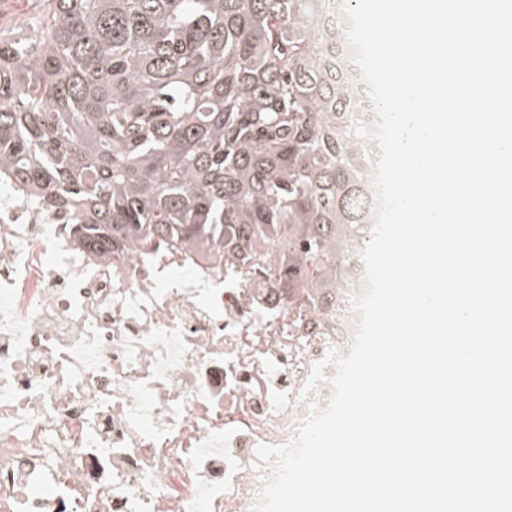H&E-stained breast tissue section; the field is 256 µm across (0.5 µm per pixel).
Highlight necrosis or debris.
Instances as JSON below:
<instances>
[{"label": "necrosis or debris", "instance_id": "obj_1", "mask_svg": "<svg viewBox=\"0 0 512 512\" xmlns=\"http://www.w3.org/2000/svg\"><path fill=\"white\" fill-rule=\"evenodd\" d=\"M282 248L105 256L0 181V512H253L356 319L289 296Z\"/></svg>", "mask_w": 512, "mask_h": 512}]
</instances>
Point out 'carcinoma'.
<instances>
[{
  "instance_id": "carcinoma-1",
  "label": "carcinoma",
  "mask_w": 512,
  "mask_h": 512,
  "mask_svg": "<svg viewBox=\"0 0 512 512\" xmlns=\"http://www.w3.org/2000/svg\"><path fill=\"white\" fill-rule=\"evenodd\" d=\"M0 37V174L90 250L288 233L286 288L338 309L370 240L341 0H47Z\"/></svg>"
}]
</instances>
